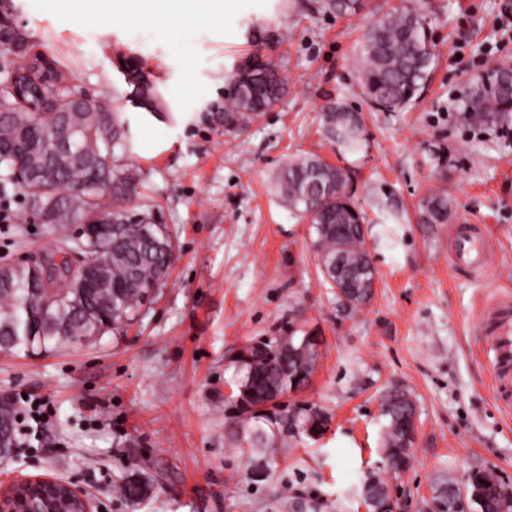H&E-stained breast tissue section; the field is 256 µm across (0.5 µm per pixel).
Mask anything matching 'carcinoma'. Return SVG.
Here are the masks:
<instances>
[{
  "mask_svg": "<svg viewBox=\"0 0 512 512\" xmlns=\"http://www.w3.org/2000/svg\"><path fill=\"white\" fill-rule=\"evenodd\" d=\"M324 7L339 16H354L361 0H326ZM0 44L19 58L31 57L28 67H14L26 82L23 100L9 84V68L0 71V205L21 194L32 216L52 228H80L102 218L112 221V237L95 245L93 287L69 269L55 263L57 255L77 249L74 236L64 235L34 260L14 264L8 282L0 281V351H48L72 338L90 341L118 329L139 315L148 298L163 287L175 256V244L164 224L152 219V206L143 202L137 185L140 175L114 153L126 139L128 124L121 112L96 108L62 107L42 111V103L56 82L63 80L57 61L31 55L22 39L5 29ZM435 60L432 32L415 9H394L370 24L361 45L360 78L368 102L383 112H396L419 98ZM230 77L231 93L224 111L213 115L224 134L236 135L273 108L285 91L280 66L263 42L238 65ZM509 69L499 67L475 83L463 111L486 124H504L512 117V81ZM121 73L132 87L130 101L148 112L156 110V91L136 56L121 61ZM328 137L346 153H356L364 142L360 113L329 100L322 106ZM46 172L40 180L22 181L31 170ZM281 201L311 224L312 246L322 278H336V265L348 279L372 280L375 258L365 241L367 214L347 190L345 170L316 155H298L280 167L274 177ZM453 202L442 191L423 200V224H446ZM372 289L358 297L336 295L344 310L360 311L371 302ZM303 337L291 325L281 335L246 347L240 353L245 372L237 383L238 398L246 407L259 408L305 384L317 360V346L300 348ZM381 409L387 419L383 454L389 469H406L411 449L404 447L407 430L414 428L415 407L410 394L389 389ZM15 404L0 399V457L14 447ZM294 420L298 432L311 439L322 436L330 424L328 413L315 405L287 411L282 422ZM497 475L473 469L461 491L451 477L440 479L433 502L469 495L476 512H500ZM151 479L141 470L125 475L118 493L127 501L145 500ZM370 512L391 505V493L377 473L365 477Z\"/></svg>",
  "mask_w": 512,
  "mask_h": 512,
  "instance_id": "cac0c4a2",
  "label": "carcinoma"
}]
</instances>
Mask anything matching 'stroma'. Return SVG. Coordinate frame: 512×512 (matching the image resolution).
I'll return each instance as SVG.
<instances>
[{
  "label": "stroma",
  "mask_w": 512,
  "mask_h": 512,
  "mask_svg": "<svg viewBox=\"0 0 512 512\" xmlns=\"http://www.w3.org/2000/svg\"><path fill=\"white\" fill-rule=\"evenodd\" d=\"M12 0L7 13L35 52L57 59L71 88L129 122L117 156L139 168L156 223L179 255L169 280L131 325L89 344L36 354L0 353V398H45L50 423L0 459V487L25 475L78 482L98 512H367L363 480L382 476L401 512H433L437 477L465 484L487 468L512 491V414L491 397L477 312L496 288L512 289V139L459 119L458 102L488 64L512 68V0H364L339 17L322 0H233L214 21L126 18L124 0ZM420 9L436 62L419 100L397 112L370 106L359 49L370 23L394 8ZM263 35L285 80L278 104L238 136L211 120L228 77ZM121 54L137 56L157 88V109L127 100ZM361 112L365 142L339 152L321 107ZM347 168L348 189L370 224L377 287L357 313L336 305L316 269L310 226L279 200L273 177L297 154ZM456 218L493 240L478 276L448 264V224H421L431 188ZM0 223V265L40 255L59 234L15 198ZM295 324L319 340L309 380L265 409L270 420L307 404L332 416L312 440L281 434L269 474L253 464L250 411L237 401V358ZM415 404L417 441L405 471L382 454L387 387ZM150 473L148 499L117 493L132 469Z\"/></svg>",
  "instance_id": "obj_1"
}]
</instances>
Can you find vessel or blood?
<instances>
[{"mask_svg": "<svg viewBox=\"0 0 512 512\" xmlns=\"http://www.w3.org/2000/svg\"><path fill=\"white\" fill-rule=\"evenodd\" d=\"M489 243L479 225H457L448 239V261L457 270L480 274L487 262ZM480 340L490 369L495 401L512 407V293L502 291L484 305Z\"/></svg>", "mask_w": 512, "mask_h": 512, "instance_id": "obj_1", "label": "vessel or blood"}]
</instances>
